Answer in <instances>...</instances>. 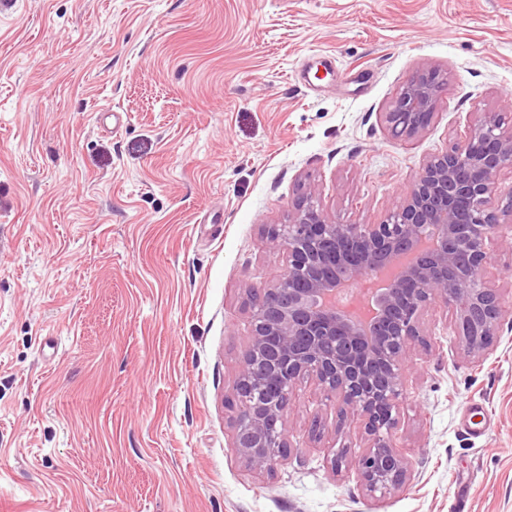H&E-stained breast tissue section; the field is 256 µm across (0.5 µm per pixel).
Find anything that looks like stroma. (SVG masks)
<instances>
[{"mask_svg":"<svg viewBox=\"0 0 512 512\" xmlns=\"http://www.w3.org/2000/svg\"><path fill=\"white\" fill-rule=\"evenodd\" d=\"M429 68L432 123L395 140ZM510 98L512 0H0V512H512L511 322L475 363L426 315L383 498L333 471L365 442L311 383L268 471L230 405L268 228L310 186L381 223ZM445 81L439 71L430 69L417 73L406 83L390 111L383 114V120L395 139L413 138L429 127L435 100Z\"/></svg>","mask_w":512,"mask_h":512,"instance_id":"stroma-1","label":"stroma"}]
</instances>
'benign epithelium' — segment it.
Listing matches in <instances>:
<instances>
[{
    "label": "benign epithelium",
    "mask_w": 512,
    "mask_h": 512,
    "mask_svg": "<svg viewBox=\"0 0 512 512\" xmlns=\"http://www.w3.org/2000/svg\"><path fill=\"white\" fill-rule=\"evenodd\" d=\"M446 78L414 75L383 120L406 140L433 119ZM512 166V129L484 112L465 139L429 157L401 203L379 224H336L310 188L289 223L268 229L286 254L271 283L249 290L252 332L230 405L239 408L234 448L246 465L268 471L288 447L286 413L305 381L336 400L342 420L359 423L365 452L350 462L371 498L403 488L407 458L394 442L406 368L426 347L423 321L439 306L463 352L483 359L512 314L488 280L489 245L501 225L491 208L500 172ZM275 392L256 401L265 376Z\"/></svg>",
    "instance_id": "7a95c632"
}]
</instances>
